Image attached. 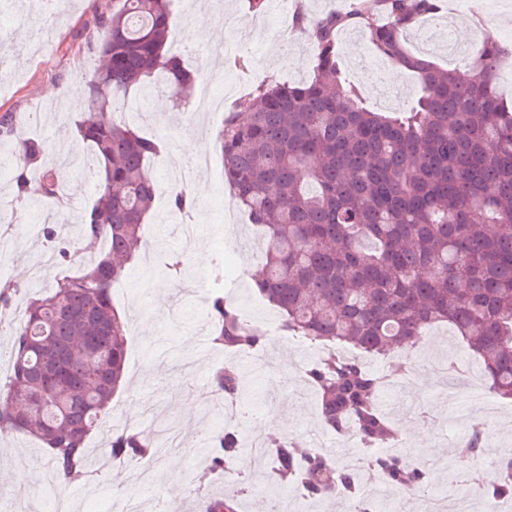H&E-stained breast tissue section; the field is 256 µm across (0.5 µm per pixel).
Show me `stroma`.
Returning <instances> with one entry per match:
<instances>
[{
	"label": "stroma",
	"instance_id": "obj_1",
	"mask_svg": "<svg viewBox=\"0 0 512 512\" xmlns=\"http://www.w3.org/2000/svg\"><path fill=\"white\" fill-rule=\"evenodd\" d=\"M247 2L173 0L177 24L170 37L171 52L181 57L186 68L200 71L202 79L212 81L215 93L228 103L263 82L299 83L311 76L312 44L294 25L297 3H304L307 15L317 18L349 11L355 0H286L279 12L268 7L253 12ZM111 7L112 0H68L63 9L48 6L46 0H5L0 6V74L9 81L0 89V116H15L20 137L46 144L44 162L58 169L63 179L59 199L68 200L67 212L75 217L95 199L97 182L92 172L95 157L75 133L83 111L73 107L70 92L76 86L86 87L95 71L94 44L101 36L98 17ZM200 24L219 32L217 44L194 39L193 29ZM480 24L492 38L512 42V0H495L480 22L469 12L456 13L445 24L424 20L409 32L408 45L429 53L444 67H459L479 48L475 29ZM338 47L346 75L374 109L399 110L417 96L418 82L410 72L391 64L378 68V55L362 32L344 31ZM223 121L220 114L199 117L193 110L172 104L160 111L154 99L145 102L142 131L169 134L172 146L152 163L162 187L154 203L158 218L145 224L138 264L115 286L113 300L119 311L126 313L132 312L135 301L145 300L151 306L150 318L129 326L127 388L113 398L111 417L91 435L89 445L101 447L113 431L126 427L128 419H138L146 429L154 415L167 416L176 422L181 435L174 453L180 456L182 468L174 474L166 460L157 462L156 495L184 498L188 512H206L209 498L234 493L238 512H272V499L261 489L271 466L267 459L246 461L242 472L211 476L206 484L199 481L201 475L208 474L210 458L199 449L198 439L212 420H219L221 427L247 432L252 426L244 418L252 412L270 425L282 421L286 424L283 437L301 449L309 448L308 431L319 422L315 394L303 378L311 363L313 347L309 343L292 346L276 334H268L257 396L234 411L225 410L211 384L213 370L224 364L223 349L214 346L203 355L195 347L200 328L197 310L208 306L214 292L235 300L249 319L276 315L252 290L261 259L260 251L249 246L256 238L255 228L246 216L230 214L236 202L224 184L223 160L214 146V134ZM187 140L209 155L211 165L196 176L202 189L196 195L195 209L174 217L169 212V195L180 184L182 168L177 155ZM14 193L10 168L0 169V196L11 201L8 208L0 210V234L10 235L8 244L0 249V276L21 280L26 293H45L57 274L56 269L45 266L52 253L43 239L27 234L26 229L59 214V199L17 203ZM183 222L197 228L201 255L182 274L195 287L171 298L170 308L162 310L153 304L154 289L167 281V266L154 263V246L160 239L166 254L179 251L172 226ZM217 257L224 260L225 276L219 281L207 275L211 259ZM416 351L426 358L427 365L412 389L386 394V411L395 424L406 427L405 455L421 458V444L431 440L438 459L459 464L456 443L470 436L474 423L483 421L484 405L468 394L453 401L441 398L445 378L439 367L451 357L466 359L470 353L445 325L432 328ZM417 403L431 409L432 422L420 424L413 411ZM51 469L35 440L1 432L0 512H52L54 502L61 498L85 503L84 512H111L114 498L134 491L129 471L115 467L107 476H93L95 493L73 485L46 498L40 490Z\"/></svg>",
	"mask_w": 512,
	"mask_h": 512
}]
</instances>
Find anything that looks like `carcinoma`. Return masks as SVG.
<instances>
[{"mask_svg":"<svg viewBox=\"0 0 512 512\" xmlns=\"http://www.w3.org/2000/svg\"><path fill=\"white\" fill-rule=\"evenodd\" d=\"M382 2L384 23L362 0L344 14H299L297 24L311 31L309 80L261 83L226 111L216 135L225 183L264 241L255 286L289 332L373 355L406 353L446 322L481 362L490 391L512 400V108L497 92L512 44L485 40L463 78L407 46L408 31L424 16L438 17L441 0ZM98 24L100 65L88 84L87 113L75 124L94 148L98 197L57 249L63 267L83 254L90 260L28 297L13 331L12 372L0 381V430L37 439L59 487L91 475L88 439L123 383L128 320L112 304L111 288L137 260L158 189L150 162L167 143L116 116V105L131 111L161 77L187 99L196 80L168 48L170 0H112ZM347 27L363 30L382 57L418 76L420 94L407 110H371L342 77L336 35ZM45 150L39 141L16 142L15 200L59 195L56 169L26 175ZM21 288L0 279V308ZM208 314L213 344L226 351L256 348L264 337L222 293L211 297ZM307 378L324 427L352 424L367 446L398 439L380 380L359 362L333 352ZM252 381V370L237 364L212 376L216 393L237 403ZM202 443L212 474L227 471L243 448L241 435L223 430ZM483 447L476 424L464 454ZM104 451L124 465L149 456L153 442L124 428ZM271 455L275 493L292 485L327 500L357 490L353 473L301 456L287 440L273 443ZM371 465L404 491L425 490L421 471L397 457ZM509 496L512 460L498 469L489 502Z\"/></svg>","mask_w":512,"mask_h":512,"instance_id":"carcinoma-1","label":"carcinoma"}]
</instances>
